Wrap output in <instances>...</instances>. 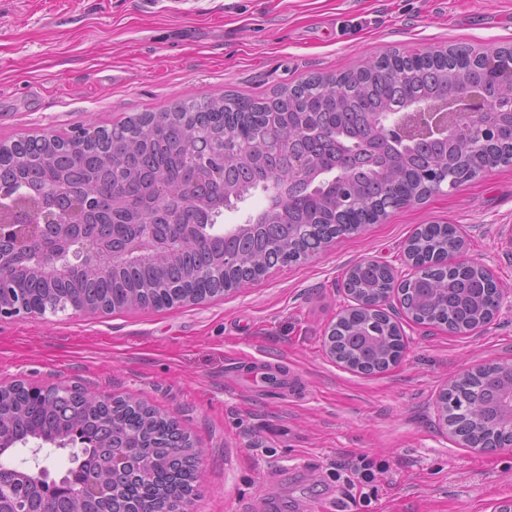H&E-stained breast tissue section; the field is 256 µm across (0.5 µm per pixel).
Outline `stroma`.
<instances>
[{
    "label": "stroma",
    "instance_id": "35a3bbf8",
    "mask_svg": "<svg viewBox=\"0 0 512 512\" xmlns=\"http://www.w3.org/2000/svg\"><path fill=\"white\" fill-rule=\"evenodd\" d=\"M512 48V0H0V141L61 135L189 99L269 98L383 53ZM424 224H452L507 302L451 334L404 323L388 369L330 358L357 261L400 266ZM512 363V165L394 209L314 259L165 308L0 320V382L134 397L202 449L189 512H496L512 447L477 453L433 405L461 371ZM385 462L348 490L338 465Z\"/></svg>",
    "mask_w": 512,
    "mask_h": 512
}]
</instances>
